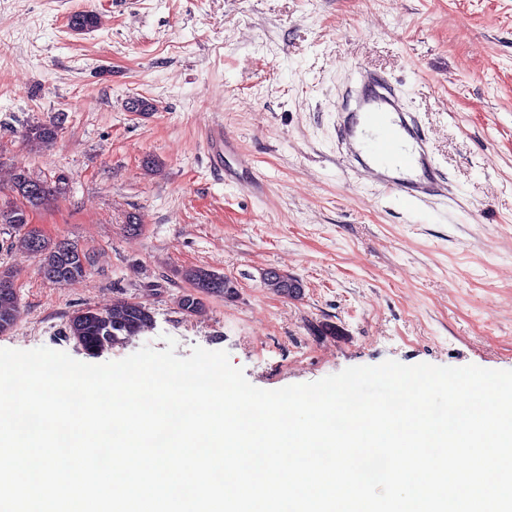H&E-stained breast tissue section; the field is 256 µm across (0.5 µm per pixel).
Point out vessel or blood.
I'll return each mask as SVG.
<instances>
[{
	"label": "vessel or blood",
	"mask_w": 512,
	"mask_h": 512,
	"mask_svg": "<svg viewBox=\"0 0 512 512\" xmlns=\"http://www.w3.org/2000/svg\"><path fill=\"white\" fill-rule=\"evenodd\" d=\"M337 140L346 160L363 153L372 156V163L362 165L359 174L387 193L414 202L445 188L415 116L380 73L360 71L348 87Z\"/></svg>",
	"instance_id": "obj_1"
}]
</instances>
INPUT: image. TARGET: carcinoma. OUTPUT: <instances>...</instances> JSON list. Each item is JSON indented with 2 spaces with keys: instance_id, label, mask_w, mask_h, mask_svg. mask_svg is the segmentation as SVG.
<instances>
[{
  "instance_id": "cac0c4a2",
  "label": "carcinoma",
  "mask_w": 512,
  "mask_h": 512,
  "mask_svg": "<svg viewBox=\"0 0 512 512\" xmlns=\"http://www.w3.org/2000/svg\"><path fill=\"white\" fill-rule=\"evenodd\" d=\"M99 24V15L92 11H77L69 18V28L77 34L92 31ZM59 131L60 122L54 119L36 123L25 129L22 142L31 151L47 148L56 142ZM67 187V177L62 174L48 180L34 175L24 164L16 165L8 180L15 199L0 204V224L17 236L22 248L40 257V274L53 286L69 285L84 278L90 257L72 243L52 242L37 228H27V217L30 210L49 206ZM184 279L190 290L181 296L180 307L189 314L203 310L204 296L233 297L234 282L205 268L186 270ZM19 314L18 292L0 285V334L12 329ZM153 322L154 314L149 307L117 298L103 310L76 311L69 319L68 332L84 350L96 354L149 329Z\"/></svg>"
}]
</instances>
